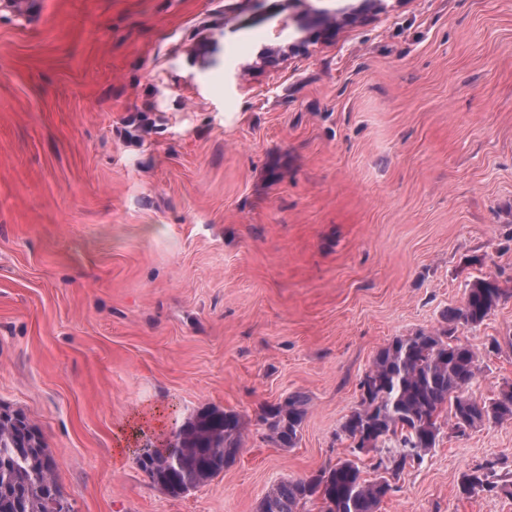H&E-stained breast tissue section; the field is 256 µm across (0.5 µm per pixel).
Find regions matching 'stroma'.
Instances as JSON below:
<instances>
[{"label": "stroma", "instance_id": "obj_1", "mask_svg": "<svg viewBox=\"0 0 512 512\" xmlns=\"http://www.w3.org/2000/svg\"><path fill=\"white\" fill-rule=\"evenodd\" d=\"M0 5V404L40 428L73 512H257L376 452L342 431L376 351L506 294L453 334L477 398L512 385V0H29ZM347 13L336 30L321 12ZM309 399L295 447L261 405ZM238 412L234 465L181 497L163 446ZM492 466L491 492L463 494ZM380 512H512V421L440 442ZM490 277L477 278L469 284L463 303L448 309V324L475 326L482 323L498 305L504 295L499 284H492ZM492 466L477 468L462 475L461 487L464 494L473 495L483 491H492L496 488L490 480Z\"/></svg>", "mask_w": 512, "mask_h": 512}]
</instances>
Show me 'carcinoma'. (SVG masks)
Here are the masks:
<instances>
[{
    "label": "carcinoma",
    "mask_w": 512,
    "mask_h": 512,
    "mask_svg": "<svg viewBox=\"0 0 512 512\" xmlns=\"http://www.w3.org/2000/svg\"><path fill=\"white\" fill-rule=\"evenodd\" d=\"M504 290L489 278L474 280L463 303L448 309L453 325L482 323L498 305ZM479 370L478 354L448 329L419 330L397 337L374 355L367 377V398L342 424L351 440L372 431L386 448L372 479L354 460L339 461L316 473L273 484L258 512H305L316 500L321 512H380L395 491L393 480L407 464L421 461L436 447L443 409L451 429H470L484 422L512 420V387L497 398H477L472 386ZM307 399L296 393L265 405L259 413L266 437L281 448H292L306 413ZM242 416L233 410L206 406L187 418L176 433L179 450L167 459L137 458L139 468L161 493L179 497L212 480L235 463L242 448ZM54 458L38 426L23 411L0 404V512H59L67 502L56 478ZM493 466L462 475L463 493L496 488Z\"/></svg>",
    "instance_id": "carcinoma-1"
}]
</instances>
